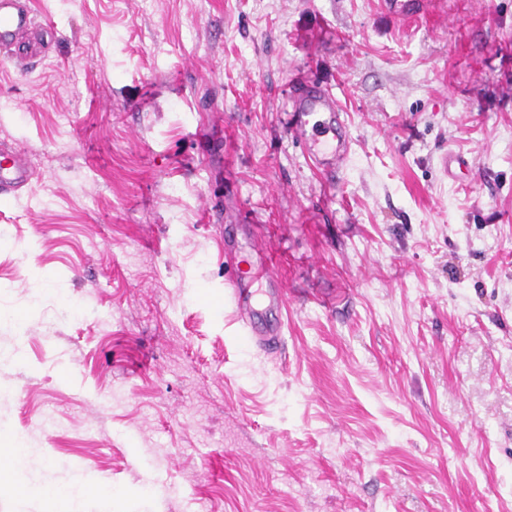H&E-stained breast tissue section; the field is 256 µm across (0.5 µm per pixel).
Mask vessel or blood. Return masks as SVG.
Returning a JSON list of instances; mask_svg holds the SVG:
<instances>
[{
	"label": "vessel or blood",
	"instance_id": "b4317fda",
	"mask_svg": "<svg viewBox=\"0 0 512 512\" xmlns=\"http://www.w3.org/2000/svg\"><path fill=\"white\" fill-rule=\"evenodd\" d=\"M432 0H384L386 9L398 17H411L431 4ZM32 13L26 0H0V49L20 47L30 36ZM292 112L291 132L304 143L309 158L323 171L335 173L348 162L351 140L342 106L328 88L308 80L298 81L289 104ZM33 174L27 155L17 149L0 148V198L15 197ZM236 238L224 240V289L237 311L242 335L266 352L279 349L283 334L281 321L264 318V307L278 309L286 296L273 270L268 252L256 251L259 267L269 282L265 292H258L241 274L236 255Z\"/></svg>",
	"mask_w": 512,
	"mask_h": 512
}]
</instances>
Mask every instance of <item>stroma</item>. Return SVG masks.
<instances>
[{
    "mask_svg": "<svg viewBox=\"0 0 512 512\" xmlns=\"http://www.w3.org/2000/svg\"><path fill=\"white\" fill-rule=\"evenodd\" d=\"M31 2L0 512L89 477L112 512H512V0ZM300 77L344 110L339 175L290 132ZM218 224L278 260L276 355L225 323ZM435 1V0H433ZM432 0H384L386 9L397 17H411L422 11L429 5L434 4ZM8 449L9 451H5ZM26 448L23 443H15L12 448L0 450V480L10 476L12 470L20 465L24 459Z\"/></svg>",
    "mask_w": 512,
    "mask_h": 512,
    "instance_id": "35a3bbf8",
    "label": "stroma"
}]
</instances>
